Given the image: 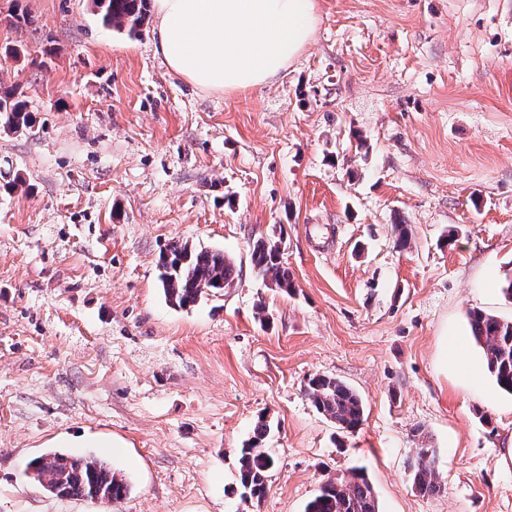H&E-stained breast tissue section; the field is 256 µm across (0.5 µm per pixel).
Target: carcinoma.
Segmentation results:
<instances>
[{
    "mask_svg": "<svg viewBox=\"0 0 512 512\" xmlns=\"http://www.w3.org/2000/svg\"><path fill=\"white\" fill-rule=\"evenodd\" d=\"M103 26L135 35L144 25L149 0H95ZM26 102L12 88L0 87V133H17L30 127ZM283 238L259 237L250 246L251 264L268 281V287L288 293L294 288L291 273L283 261ZM159 281L166 300L174 307H190L213 290L234 285L238 277L232 259L222 251L196 249L187 242L174 243L159 260ZM470 336L480 348L487 371L502 391L512 395V320H502L480 310L468 316ZM306 395L316 410L337 428L356 431L364 418V404L358 393L344 382L325 375L309 378ZM269 424L257 422L253 436L239 450L238 471L241 497L259 500L268 489L275 462L262 446ZM437 451L425 445L417 449L409 464L412 488L422 496L443 492L436 467ZM33 479L49 494L61 499H93L112 504L130 491L123 476L104 460L48 451L30 463ZM305 512H379L375 489L367 471L354 467L348 473L328 479L307 503Z\"/></svg>",
    "mask_w": 512,
    "mask_h": 512,
    "instance_id": "cac0c4a2",
    "label": "carcinoma"
}]
</instances>
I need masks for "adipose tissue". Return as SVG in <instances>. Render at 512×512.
Instances as JSON below:
<instances>
[{
	"instance_id": "ef3b65f1",
	"label": "adipose tissue",
	"mask_w": 512,
	"mask_h": 512,
	"mask_svg": "<svg viewBox=\"0 0 512 512\" xmlns=\"http://www.w3.org/2000/svg\"><path fill=\"white\" fill-rule=\"evenodd\" d=\"M169 70L211 91L271 82L311 41L316 0H153Z\"/></svg>"
}]
</instances>
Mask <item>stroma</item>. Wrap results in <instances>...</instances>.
<instances>
[{"label":"stroma","mask_w":512,"mask_h":512,"mask_svg":"<svg viewBox=\"0 0 512 512\" xmlns=\"http://www.w3.org/2000/svg\"><path fill=\"white\" fill-rule=\"evenodd\" d=\"M273 81L201 89L93 0H0V86L34 123L0 134V512H303L365 467L380 512H512V396L443 361L477 308L512 319V0H317ZM407 225L408 247L395 225ZM283 237L293 293L250 261ZM218 249L233 287L166 302L169 244ZM315 374L365 404L346 433ZM276 459L238 487L258 419ZM424 436H416V427ZM437 450L442 493L408 464ZM110 463L112 507L59 499L30 462ZM306 395L316 410L337 428L356 431L364 418V404L358 393L344 382L325 375L309 378ZM269 431V424L263 419L259 420L254 428L253 436L239 450V486L241 497L245 500H259L267 492L268 478L275 462L261 443Z\"/></svg>","instance_id":"stroma-1"}]
</instances>
